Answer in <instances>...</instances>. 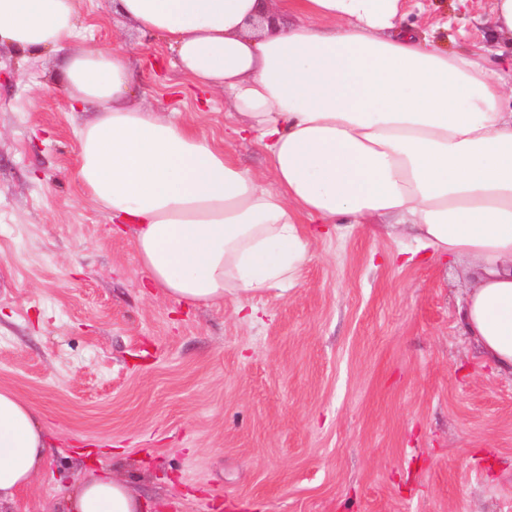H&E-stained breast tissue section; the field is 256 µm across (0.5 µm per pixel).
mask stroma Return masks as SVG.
Wrapping results in <instances>:
<instances>
[{
  "instance_id": "1",
  "label": "stroma",
  "mask_w": 512,
  "mask_h": 512,
  "mask_svg": "<svg viewBox=\"0 0 512 512\" xmlns=\"http://www.w3.org/2000/svg\"><path fill=\"white\" fill-rule=\"evenodd\" d=\"M73 49L120 43L139 92L215 142L224 97L159 37L77 0ZM493 0H410L404 27L493 72L512 37ZM63 53L0 47V387L36 404L55 448L9 512H55L111 466L150 512H512V379L458 325L465 280L386 235L313 242L299 281L218 307L145 287L76 178ZM255 309L243 320L238 305Z\"/></svg>"
}]
</instances>
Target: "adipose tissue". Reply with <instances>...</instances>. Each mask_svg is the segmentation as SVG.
<instances>
[{"instance_id":"1","label":"adipose tissue","mask_w":512,"mask_h":512,"mask_svg":"<svg viewBox=\"0 0 512 512\" xmlns=\"http://www.w3.org/2000/svg\"><path fill=\"white\" fill-rule=\"evenodd\" d=\"M406 0H112L160 36L195 86L223 94L240 139L269 159L271 185L191 125L136 93L122 49L68 46L76 0H0V46L67 51L77 108V180L130 225L150 287L178 303L223 304L293 287L313 240L368 225L465 265L459 326L512 377V111L467 55L400 21ZM52 444L36 407L0 388V512ZM111 470L81 477L58 512H143Z\"/></svg>"}]
</instances>
